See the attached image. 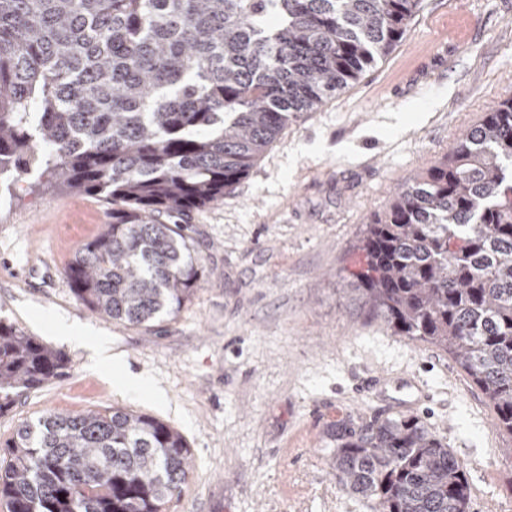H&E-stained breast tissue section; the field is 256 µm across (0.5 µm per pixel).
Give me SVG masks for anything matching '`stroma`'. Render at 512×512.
Returning <instances> with one entry per match:
<instances>
[{"mask_svg":"<svg viewBox=\"0 0 512 512\" xmlns=\"http://www.w3.org/2000/svg\"><path fill=\"white\" fill-rule=\"evenodd\" d=\"M512 98V0H425L406 38L345 91L290 122L237 186L185 233L197 289L153 326L91 313L66 275L111 223L108 204L25 174L0 187V321L60 351L65 374L0 414V446L47 412L119 407L177 428L191 469L167 512H372L339 490L332 425L393 416L359 389L388 373L423 386L416 413L468 469V512H512V453L481 392L445 351L394 335L351 289L371 215L465 130ZM63 318L157 385L118 391L113 371L53 331Z\"/></svg>","mask_w":512,"mask_h":512,"instance_id":"1","label":"stroma"}]
</instances>
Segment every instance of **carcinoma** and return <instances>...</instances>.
<instances>
[{
	"label": "carcinoma",
	"mask_w": 512,
	"mask_h": 512,
	"mask_svg": "<svg viewBox=\"0 0 512 512\" xmlns=\"http://www.w3.org/2000/svg\"><path fill=\"white\" fill-rule=\"evenodd\" d=\"M423 0H0V176L112 205L67 269L92 313L149 327L201 274L186 217L234 194L288 122L387 55ZM352 273L369 312L447 352L512 439V99L371 217ZM63 355L0 321V413ZM339 489L373 512H467V464L421 417L335 429ZM8 512H166L191 453L120 408L50 412L5 446Z\"/></svg>",
	"instance_id": "obj_1"
}]
</instances>
